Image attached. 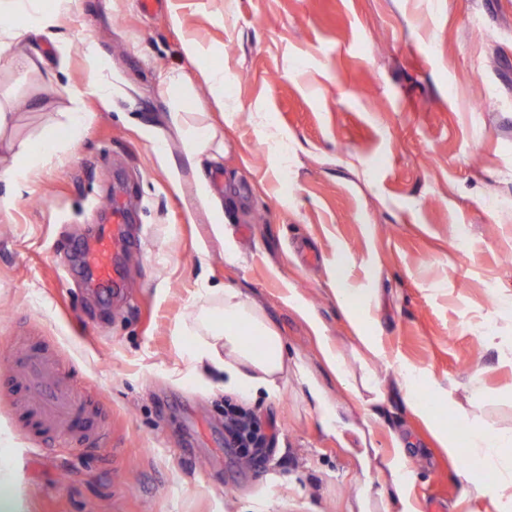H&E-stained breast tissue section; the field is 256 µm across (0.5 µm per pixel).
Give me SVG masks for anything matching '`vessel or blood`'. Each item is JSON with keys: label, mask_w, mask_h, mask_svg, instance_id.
I'll use <instances>...</instances> for the list:
<instances>
[{"label": "vessel or blood", "mask_w": 512, "mask_h": 512, "mask_svg": "<svg viewBox=\"0 0 512 512\" xmlns=\"http://www.w3.org/2000/svg\"><path fill=\"white\" fill-rule=\"evenodd\" d=\"M124 215L120 208L112 210V227L102 230L86 251V267L91 280L102 288L113 287L118 275L112 263L115 252L125 244L122 232ZM24 393L37 427L63 431L78 426L85 439L100 437L104 428L98 407L77 401L68 385L60 381L48 354L31 350L23 363Z\"/></svg>", "instance_id": "obj_1"}]
</instances>
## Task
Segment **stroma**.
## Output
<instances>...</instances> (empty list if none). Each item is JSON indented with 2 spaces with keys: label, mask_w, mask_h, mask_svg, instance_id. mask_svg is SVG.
<instances>
[{
  "label": "stroma",
  "mask_w": 512,
  "mask_h": 512,
  "mask_svg": "<svg viewBox=\"0 0 512 512\" xmlns=\"http://www.w3.org/2000/svg\"><path fill=\"white\" fill-rule=\"evenodd\" d=\"M60 29L65 67L39 37L42 64L0 69L8 136L34 144L63 125L58 83L105 80L112 98L86 100L83 136L0 214V372L43 347L108 428L97 445L31 438L20 397L0 389L27 512H478L457 475L471 430L512 429V0H77ZM89 33L99 70L78 50ZM187 41L203 49L197 65ZM171 69L186 75L175 101L157 81ZM216 69L220 89L203 77ZM173 111L224 131L205 177L237 264L188 195ZM118 200L130 241L122 286L104 295L80 247ZM336 260L369 291L356 326L332 291ZM204 284L258 304L307 369L278 397H234L270 426L262 468L225 444L224 394L173 372L192 346L176 326ZM358 326L377 346L375 405L320 352L327 340L361 375ZM402 366L420 371L429 416L410 411ZM401 450L398 500L376 464Z\"/></svg>",
  "instance_id": "obj_1"
}]
</instances>
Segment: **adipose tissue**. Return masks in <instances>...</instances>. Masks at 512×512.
<instances>
[{"label":"adipose tissue","instance_id":"ef3b65f1","mask_svg":"<svg viewBox=\"0 0 512 512\" xmlns=\"http://www.w3.org/2000/svg\"><path fill=\"white\" fill-rule=\"evenodd\" d=\"M74 0H54L44 7L43 0H0V14H20L21 25L0 30V68L25 71L33 63L27 47L32 37L54 38L60 57L69 54L67 40L57 37L61 14L69 12ZM59 96L70 108L63 130H50L37 150L26 144L13 145L14 163L1 171L14 187L13 194L0 197V211L9 212L16 193L22 192L34 162L56 157L62 141L79 139L88 122L84 108L87 98L108 101L112 86L94 81L83 85L59 84ZM169 119L179 133L187 161L197 172L195 195L214 209H221L220 199L213 193L203 171L224 154V136L209 125L188 122L185 113H170ZM259 336V345L246 343L242 328ZM180 332L191 334L196 345L186 357L188 373L212 389H229L244 395L265 393L274 397L281 393L288 380V353L282 337L265 313L235 288H205L191 312L181 321ZM12 437L0 430V512H25L20 490L21 460L14 450ZM470 446L474 460L499 474L495 484L466 480L464 493L482 503L481 512H502L505 500H512V434L484 427L473 428Z\"/></svg>","mask_w":512,"mask_h":512}]
</instances>
